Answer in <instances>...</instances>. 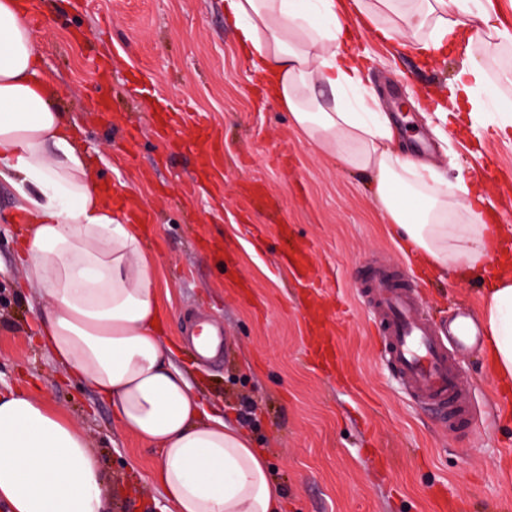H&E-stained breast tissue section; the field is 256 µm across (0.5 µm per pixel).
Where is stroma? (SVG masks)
I'll return each instance as SVG.
<instances>
[{"label":"stroma","mask_w":512,"mask_h":512,"mask_svg":"<svg viewBox=\"0 0 512 512\" xmlns=\"http://www.w3.org/2000/svg\"><path fill=\"white\" fill-rule=\"evenodd\" d=\"M32 27L42 69L59 86L55 104L79 128L84 148L105 161L95 183L137 197L154 220L141 224L158 264L176 361L214 415L234 417L266 454L284 512H512V420L498 412L504 381L484 351L461 363L477 421L448 430L415 404L381 360L373 317L354 284L399 272L422 286L426 310L480 312L477 276L422 269L383 224L370 178L319 151L299 133L238 54L220 0H39ZM368 53V85L419 161L489 182L512 225V134L502 112L475 113L457 129L423 97L447 94L457 54L431 64L356 35ZM478 94L512 99V44L486 61ZM221 139L217 156L194 146L197 126ZM13 190L0 183V391L35 381L41 397L86 430L106 462L112 512H170L154 481L157 454L122 432L111 405L66 381L37 341L41 305L21 296L13 257L21 225ZM312 248L305 278L287 264L292 247ZM344 304L349 320L315 323L309 302ZM211 321L229 350L198 357L187 340Z\"/></svg>","instance_id":"stroma-1"}]
</instances>
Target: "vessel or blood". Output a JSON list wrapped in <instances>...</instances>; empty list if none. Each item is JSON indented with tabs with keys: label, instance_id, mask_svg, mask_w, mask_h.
<instances>
[{
	"label": "vessel or blood",
	"instance_id": "1",
	"mask_svg": "<svg viewBox=\"0 0 512 512\" xmlns=\"http://www.w3.org/2000/svg\"><path fill=\"white\" fill-rule=\"evenodd\" d=\"M358 293L375 310L384 359L410 397L421 406L446 413L450 428L467 423L469 399L458 354L448 349L434 324L419 313L413 285L375 280L359 287Z\"/></svg>",
	"mask_w": 512,
	"mask_h": 512
}]
</instances>
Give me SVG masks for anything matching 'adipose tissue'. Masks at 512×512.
<instances>
[{
  "label": "adipose tissue",
  "instance_id": "ef3b65f1",
  "mask_svg": "<svg viewBox=\"0 0 512 512\" xmlns=\"http://www.w3.org/2000/svg\"><path fill=\"white\" fill-rule=\"evenodd\" d=\"M30 0H0V181L22 224L16 261L43 305L39 341L79 384L111 402L118 425L159 454L156 482L173 512H280L264 453L231 420L208 414L173 363L158 266L131 216H119L91 171L76 124L40 76ZM407 52L466 62L436 106L443 120L475 113L487 80L480 59L512 33L487 0H224L240 55L298 130L368 175L394 236L430 269H488L480 317L492 366L512 380V251H490L477 209L487 194L397 147L390 119L348 48L345 19ZM330 91L320 98L318 88ZM0 503L9 512H109L108 476L83 427L19 388L0 393Z\"/></svg>",
  "mask_w": 512,
  "mask_h": 512
}]
</instances>
